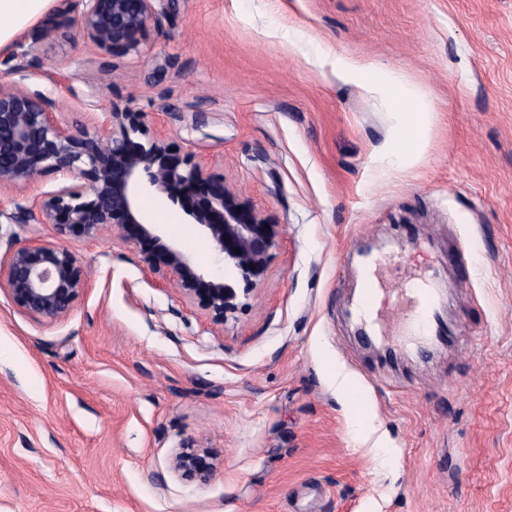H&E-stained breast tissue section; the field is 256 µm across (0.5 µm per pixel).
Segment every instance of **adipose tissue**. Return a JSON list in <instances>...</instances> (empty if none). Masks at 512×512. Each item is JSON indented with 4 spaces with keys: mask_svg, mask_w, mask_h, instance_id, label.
<instances>
[{
    "mask_svg": "<svg viewBox=\"0 0 512 512\" xmlns=\"http://www.w3.org/2000/svg\"><path fill=\"white\" fill-rule=\"evenodd\" d=\"M53 0H0V48L8 46L35 23ZM339 77L363 90L379 95L390 108L393 124L385 142L377 149L380 164L405 166L418 163L428 146L433 114L424 96L399 75L374 63L336 56Z\"/></svg>",
    "mask_w": 512,
    "mask_h": 512,
    "instance_id": "1",
    "label": "adipose tissue"
}]
</instances>
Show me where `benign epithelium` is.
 <instances>
[{"label": "benign epithelium", "mask_w": 512, "mask_h": 512, "mask_svg": "<svg viewBox=\"0 0 512 512\" xmlns=\"http://www.w3.org/2000/svg\"><path fill=\"white\" fill-rule=\"evenodd\" d=\"M82 24L96 46L126 51L155 15L156 0H82ZM56 189L6 215L11 224H48L55 239L15 238L0 256V291L20 313L48 322L66 319L88 288L83 265L64 244L71 236L112 232L138 248L140 263L217 325L236 318L239 297L264 279L279 247L282 225L262 215L224 177L172 150L142 112H104L97 129L79 133L55 117L54 103L0 82V191L45 174ZM163 195L178 206L224 258L235 277L206 276L166 239L159 224L142 217L141 198ZM240 252H235V249ZM220 467L210 449L183 441L172 472L205 484Z\"/></svg>", "instance_id": "obj_1"}]
</instances>
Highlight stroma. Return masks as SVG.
<instances>
[{
    "instance_id": "1",
    "label": "stroma",
    "mask_w": 512,
    "mask_h": 512,
    "mask_svg": "<svg viewBox=\"0 0 512 512\" xmlns=\"http://www.w3.org/2000/svg\"><path fill=\"white\" fill-rule=\"evenodd\" d=\"M127 52L55 0L0 49V82L71 131L147 115L283 227L265 280L213 324L132 245L67 238L82 303L49 323L0 293V512H512V0H158ZM400 73L435 114L414 166L384 168L378 95L334 55ZM196 267L224 263L166 198L142 201ZM391 291L449 287L429 359L386 322L356 335L360 248ZM356 380L340 393L334 373ZM371 407L374 432L349 415ZM221 466L169 469L181 442ZM220 467L218 458L209 448L194 441H183L173 453L170 463L172 472L183 480L205 484Z\"/></svg>"
}]
</instances>
